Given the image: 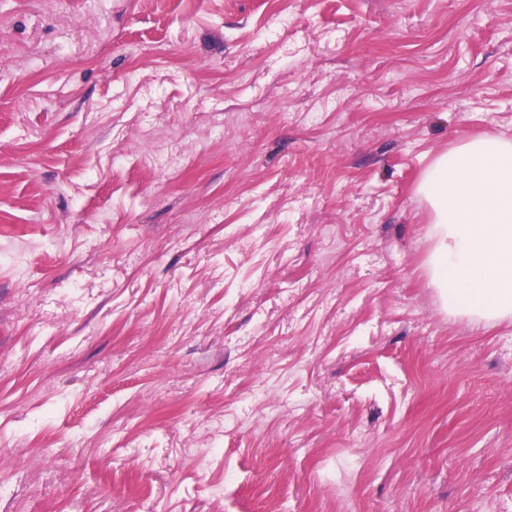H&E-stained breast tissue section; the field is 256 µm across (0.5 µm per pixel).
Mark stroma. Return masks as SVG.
Wrapping results in <instances>:
<instances>
[{
	"instance_id": "35a3bbf8",
	"label": "stroma",
	"mask_w": 512,
	"mask_h": 512,
	"mask_svg": "<svg viewBox=\"0 0 512 512\" xmlns=\"http://www.w3.org/2000/svg\"><path fill=\"white\" fill-rule=\"evenodd\" d=\"M485 132L512 0H0V512H512L418 191Z\"/></svg>"
}]
</instances>
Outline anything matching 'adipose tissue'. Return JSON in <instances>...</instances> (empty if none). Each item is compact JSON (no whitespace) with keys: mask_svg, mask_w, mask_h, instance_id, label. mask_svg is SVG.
Masks as SVG:
<instances>
[{"mask_svg":"<svg viewBox=\"0 0 512 512\" xmlns=\"http://www.w3.org/2000/svg\"><path fill=\"white\" fill-rule=\"evenodd\" d=\"M418 190L433 212L427 274L449 314L512 320V140L462 141L434 158Z\"/></svg>","mask_w":512,"mask_h":512,"instance_id":"adipose-tissue-1","label":"adipose tissue"}]
</instances>
